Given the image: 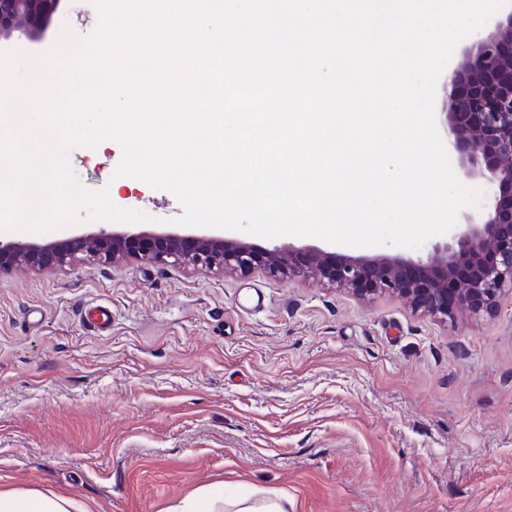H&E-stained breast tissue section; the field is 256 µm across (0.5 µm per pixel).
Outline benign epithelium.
<instances>
[{
    "label": "benign epithelium",
    "mask_w": 512,
    "mask_h": 512,
    "mask_svg": "<svg viewBox=\"0 0 512 512\" xmlns=\"http://www.w3.org/2000/svg\"><path fill=\"white\" fill-rule=\"evenodd\" d=\"M60 0H0V40L40 36ZM448 145L492 190L484 211L466 216L426 258L349 255L322 249H258L219 235L76 233L64 241H0V272L145 260L223 273L264 269L288 279L318 278L361 298L397 294L442 323L459 310L491 315L512 293V12L489 24L450 75L441 112Z\"/></svg>",
    "instance_id": "obj_1"
}]
</instances>
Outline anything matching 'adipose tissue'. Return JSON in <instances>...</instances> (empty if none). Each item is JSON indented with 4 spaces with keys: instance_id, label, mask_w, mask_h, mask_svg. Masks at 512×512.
Listing matches in <instances>:
<instances>
[{
    "instance_id": "1",
    "label": "adipose tissue",
    "mask_w": 512,
    "mask_h": 512,
    "mask_svg": "<svg viewBox=\"0 0 512 512\" xmlns=\"http://www.w3.org/2000/svg\"><path fill=\"white\" fill-rule=\"evenodd\" d=\"M0 512H92V508L85 501L49 489H0ZM165 512H288V497L263 490L231 494L223 485L212 484L168 506Z\"/></svg>"
}]
</instances>
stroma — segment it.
<instances>
[{
    "mask_svg": "<svg viewBox=\"0 0 512 512\" xmlns=\"http://www.w3.org/2000/svg\"><path fill=\"white\" fill-rule=\"evenodd\" d=\"M97 24L91 0H61L39 39L0 42V71ZM121 156L105 141L69 162L163 230L181 201L123 185ZM93 305L107 332L84 322ZM219 480L286 493L291 512H512V296L445 325L398 296L261 269L0 274L1 488L164 512Z\"/></svg>",
    "mask_w": 512,
    "mask_h": 512,
    "instance_id": "35a3bbf8",
    "label": "stroma"
}]
</instances>
